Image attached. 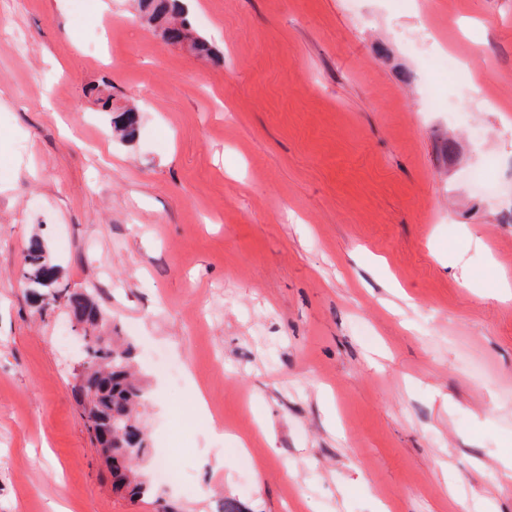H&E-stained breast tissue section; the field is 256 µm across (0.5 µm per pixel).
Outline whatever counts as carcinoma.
<instances>
[{
    "instance_id": "1",
    "label": "carcinoma",
    "mask_w": 512,
    "mask_h": 512,
    "mask_svg": "<svg viewBox=\"0 0 512 512\" xmlns=\"http://www.w3.org/2000/svg\"><path fill=\"white\" fill-rule=\"evenodd\" d=\"M140 5L150 21H161L172 14L180 21L165 28L175 41L186 40L191 49L200 55L213 54L207 42L194 35L191 23L183 17V7L178 0H140ZM113 129L123 141L132 139L136 132L135 110H122ZM20 278L31 298L40 300L45 290V282L52 280L54 299H64V304L79 309L85 332L102 340L89 348L88 380L76 388L83 408L88 431L95 429L96 423L112 419V429L116 437L112 439V486L117 491H125L131 496L144 495L150 487L143 480L140 462L145 456L147 435L140 423L138 408L146 399L134 372V347L129 343H118L112 337H102L98 324H106L93 298L88 293H75L59 282V266L52 262L43 242L31 239L19 269Z\"/></svg>"
}]
</instances>
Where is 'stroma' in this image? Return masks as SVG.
Returning <instances> with one entry per match:
<instances>
[{
	"label": "stroma",
	"mask_w": 512,
	"mask_h": 512,
	"mask_svg": "<svg viewBox=\"0 0 512 512\" xmlns=\"http://www.w3.org/2000/svg\"><path fill=\"white\" fill-rule=\"evenodd\" d=\"M186 4L216 58L138 0H0V512H512V0ZM36 236L164 398L144 496L90 440L68 314L19 280Z\"/></svg>",
	"instance_id": "35a3bbf8"
}]
</instances>
